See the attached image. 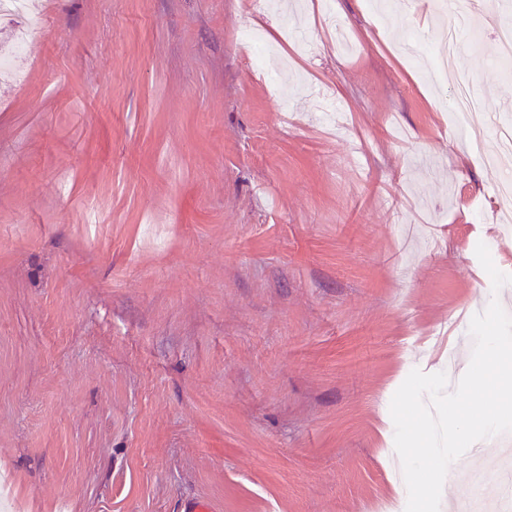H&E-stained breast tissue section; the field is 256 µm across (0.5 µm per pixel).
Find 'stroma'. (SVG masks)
<instances>
[{
    "label": "stroma",
    "mask_w": 512,
    "mask_h": 512,
    "mask_svg": "<svg viewBox=\"0 0 512 512\" xmlns=\"http://www.w3.org/2000/svg\"><path fill=\"white\" fill-rule=\"evenodd\" d=\"M38 2L0 32V512H405L394 393L512 314L475 253L512 277V0H459L440 84L433 0Z\"/></svg>",
    "instance_id": "35a3bbf8"
}]
</instances>
